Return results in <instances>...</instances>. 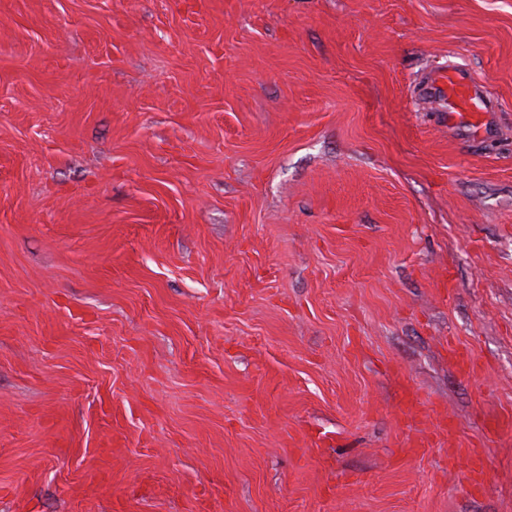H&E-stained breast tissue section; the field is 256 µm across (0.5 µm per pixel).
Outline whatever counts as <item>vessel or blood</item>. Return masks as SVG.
I'll use <instances>...</instances> for the list:
<instances>
[{
  "mask_svg": "<svg viewBox=\"0 0 512 512\" xmlns=\"http://www.w3.org/2000/svg\"><path fill=\"white\" fill-rule=\"evenodd\" d=\"M417 93L424 99L445 104L448 120L452 123L462 122L469 108L488 112L494 107L493 100L481 93L469 72L455 64L425 75L418 85Z\"/></svg>",
  "mask_w": 512,
  "mask_h": 512,
  "instance_id": "obj_1",
  "label": "vessel or blood"
}]
</instances>
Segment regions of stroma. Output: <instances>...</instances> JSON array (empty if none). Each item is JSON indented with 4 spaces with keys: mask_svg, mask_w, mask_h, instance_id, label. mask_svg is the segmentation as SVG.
Instances as JSON below:
<instances>
[{
    "mask_svg": "<svg viewBox=\"0 0 512 512\" xmlns=\"http://www.w3.org/2000/svg\"><path fill=\"white\" fill-rule=\"evenodd\" d=\"M508 411L512 0H0V512H512ZM481 93L469 72L455 64L429 72L417 88V94L422 98L447 103L440 112H448L449 123H464L475 128L481 124L465 122L463 112H468L471 105H475L478 112H490L494 107L493 100Z\"/></svg>",
    "mask_w": 512,
    "mask_h": 512,
    "instance_id": "obj_1",
    "label": "stroma"
}]
</instances>
